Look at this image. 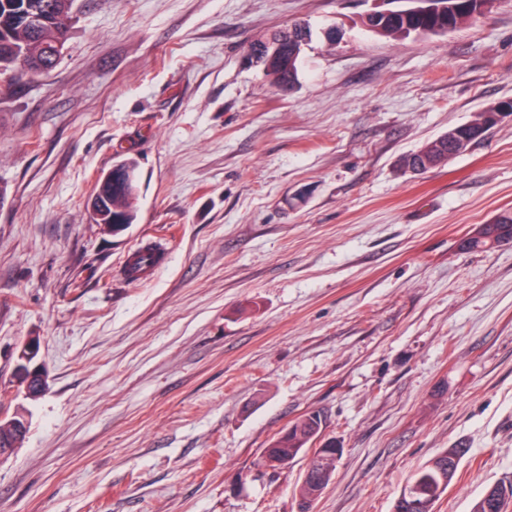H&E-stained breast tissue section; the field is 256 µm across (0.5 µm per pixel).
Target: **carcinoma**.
<instances>
[{"mask_svg":"<svg viewBox=\"0 0 512 512\" xmlns=\"http://www.w3.org/2000/svg\"><path fill=\"white\" fill-rule=\"evenodd\" d=\"M435 2L453 4L455 8L423 16L402 12L377 22L364 18L362 24L365 27L373 26L372 33L378 36L401 40L419 28L456 29L486 15L480 9V0ZM72 6L73 0H0V68L7 71L12 69L14 60L22 55L28 63V74L48 73L57 63L52 58L55 44L68 39ZM42 12L50 14L51 23L40 28L27 23V19ZM306 35H310V30L297 23L291 31L275 33L276 37L283 40L282 49L277 55L266 59L262 69L276 87L285 90L297 79L301 54L295 52L294 44L297 39ZM496 107L512 108V100L498 101L477 113L471 121L448 129V132L437 139L404 156L401 167L406 171L420 169L426 172L447 164L457 155L454 139L466 137L474 143L494 127L488 114ZM122 166L131 171V179L117 182L112 180L111 174L105 173L95 182V221L109 226L114 233L125 230L133 223L134 204L138 196L137 161L128 158L122 161ZM493 233L498 239H512L511 209L498 213L494 222L481 225L473 236L464 241L463 247L467 250L483 251L487 245L485 237ZM144 257L149 260L150 265L155 266L160 261L161 253L153 247H146L132 254L126 267L128 277H133L139 261ZM325 425L326 420L321 412H306L263 449L270 458L283 462L285 468L299 457H307L308 478L296 488L299 512H304L305 505L315 493H323L336 466V441L330 439L325 443L317 442V437L323 432ZM465 453L463 448H449L419 468L405 485L410 495L397 496L392 512H435L437 501L453 480ZM511 503L512 480L502 479L485 489L474 502L471 512H507Z\"/></svg>","mask_w":512,"mask_h":512,"instance_id":"cac0c4a2","label":"carcinoma"}]
</instances>
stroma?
Returning <instances> with one entry per match:
<instances>
[{"label":"stroma","instance_id":"35a3bbf8","mask_svg":"<svg viewBox=\"0 0 512 512\" xmlns=\"http://www.w3.org/2000/svg\"><path fill=\"white\" fill-rule=\"evenodd\" d=\"M372 0H74L45 75L0 81V512H298L302 462L257 471L310 410L342 450L314 512H391L467 453L436 512L512 475V119L448 164L405 153L512 99V0L440 35L365 30ZM312 37L280 92L253 42ZM139 162L135 221L94 220ZM164 262L133 282L131 250ZM38 338L47 386L17 355ZM495 222L482 224L479 230L471 237L464 241L463 247L466 250L483 251L486 249L487 241L485 237L495 233L496 238L512 239V210L507 209L498 213L494 217ZM37 353H38V350L36 348V345L31 344V342L26 343L20 349V351L18 353V359L21 362L18 365V373H19V376L21 379V383L24 385L26 395H28L30 397H37L38 395H40L43 392V390L45 388V375L42 370V367L39 364L35 365L33 367H30L31 363L36 358ZM24 366L29 367V371L31 373L34 371H37L39 373L40 381H39V384L36 385V387L33 388L30 386V384H29L30 377L27 378L26 380H23L25 378V374H26V372L23 368ZM465 453V448H448L419 468L403 488L410 492V496L399 494L392 512H434L437 501L453 480ZM442 478H446L444 485Z\"/></svg>","mask_w":512,"mask_h":512}]
</instances>
